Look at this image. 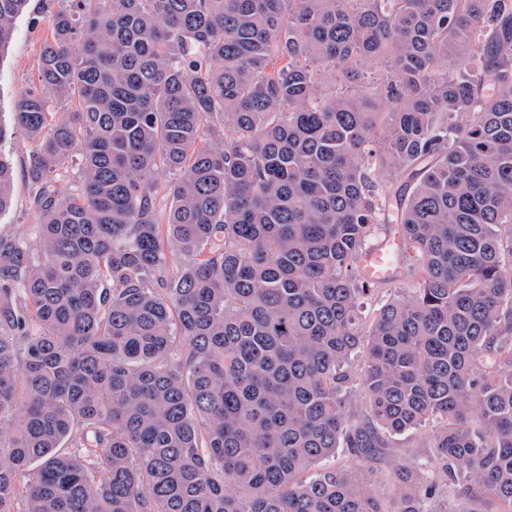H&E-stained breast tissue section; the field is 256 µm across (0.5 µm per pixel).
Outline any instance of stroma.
<instances>
[{"label":"stroma","instance_id":"1","mask_svg":"<svg viewBox=\"0 0 512 512\" xmlns=\"http://www.w3.org/2000/svg\"><path fill=\"white\" fill-rule=\"evenodd\" d=\"M50 30L47 0H29L14 23L13 38L0 53V155L13 166V203L0 212V232L33 235L36 217L31 207L32 185L27 176L28 156L33 144L13 124L12 112L19 93L38 82L37 59L40 45ZM430 425L386 438L389 454L379 460L362 462L361 476L378 492L385 508H393L399 483V466L418 468L432 456Z\"/></svg>","mask_w":512,"mask_h":512}]
</instances>
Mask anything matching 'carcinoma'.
I'll list each match as a JSON object with an SVG mask.
<instances>
[{"label":"carcinoma","instance_id":"1","mask_svg":"<svg viewBox=\"0 0 512 512\" xmlns=\"http://www.w3.org/2000/svg\"><path fill=\"white\" fill-rule=\"evenodd\" d=\"M13 120L0 512H384L322 462L427 422L390 512H512V0H58ZM380 224L408 282L368 323Z\"/></svg>","mask_w":512,"mask_h":512}]
</instances>
